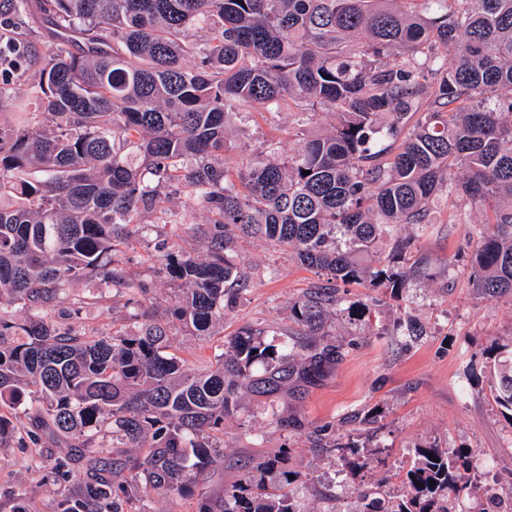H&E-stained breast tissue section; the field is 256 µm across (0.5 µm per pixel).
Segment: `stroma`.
I'll return each instance as SVG.
<instances>
[{
	"label": "stroma",
	"mask_w": 512,
	"mask_h": 512,
	"mask_svg": "<svg viewBox=\"0 0 512 512\" xmlns=\"http://www.w3.org/2000/svg\"><path fill=\"white\" fill-rule=\"evenodd\" d=\"M335 122L326 111L306 117L288 110L272 117L243 115L233 121L234 147L224 161L238 166L269 139L279 142L282 153H291L302 138L320 134ZM176 207L185 216L184 224L146 225L125 252L130 271L152 281V301L160 311L171 306L178 285L155 273L159 244L174 242L198 256L206 254L204 242L194 237L203 214L185 196ZM430 220L417 243L427 259V276L397 294L346 286L344 305L335 316L334 342L342 351L341 360L317 383L293 380L271 395L242 394L236 410L224 420V456L205 482L180 495H151L153 512H198L202 499L220 500L233 490L245 462L283 450L289 468L308 476L298 489L302 512H360L359 493L365 486L378 484L384 494L398 493V473L409 466L415 448L430 445L469 448L477 461L471 473L478 496L512 498V422L491 393L494 349L512 341V296L485 299L469 282L470 256L483 222L474 206L452 199L434 207ZM232 258L258 277L226 314L223 329L204 339L187 335L178 325L172 329L170 350L191 367L214 362L226 336L242 325L289 327L291 305L320 281L286 248L267 240L241 243ZM83 297L96 298L97 303L72 316L76 329L109 333L133 327L139 313L136 304L89 280L73 284L58 305L67 308ZM364 306L372 311L368 328L358 319ZM409 318L424 325L425 336L407 349L391 346L389 332ZM282 418L301 420L302 426L280 427ZM324 425L330 426L337 442L354 440L367 455L368 465L359 476H342L340 451H326L317 434ZM87 457L84 449L57 443L47 434L38 448H0V512H11L13 492L20 486L34 512H57L60 500L75 495L78 487L58 477L55 459L68 460L82 475Z\"/></svg>",
	"instance_id": "35a3bbf8"
}]
</instances>
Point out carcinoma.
<instances>
[{
  "label": "carcinoma",
  "instance_id": "obj_1",
  "mask_svg": "<svg viewBox=\"0 0 512 512\" xmlns=\"http://www.w3.org/2000/svg\"><path fill=\"white\" fill-rule=\"evenodd\" d=\"M31 2L0 0V17ZM42 2L55 29L46 52L29 51V31L0 27V400L41 399L0 413V447L35 445L48 426L71 448L145 449L118 482L89 459L91 478L59 512L181 493L213 465L241 392L273 393L294 375L314 383L342 357L328 336L344 298L319 285L290 308L293 342L267 345L246 325L197 370L166 352L169 321L152 306L112 334L57 321L51 303L79 280L148 297L122 254L144 224L182 223L180 195L206 216V257L158 251L181 285L169 315L193 336L213 335L252 283L229 257L237 239L280 244L336 283L403 289L426 269L403 228L425 227L443 198L486 211L470 263L477 294L512 295V0ZM286 107L337 123L290 155L269 141L227 169L231 119ZM382 240L386 264L371 259ZM496 358L494 399L512 422V343ZM347 449L342 472L355 477L367 462ZM414 455L402 494L365 488L361 512H458L464 500L496 512L474 495L469 450ZM280 463L246 470L199 512H302V472Z\"/></svg>",
  "mask_w": 512,
  "mask_h": 512
}]
</instances>
